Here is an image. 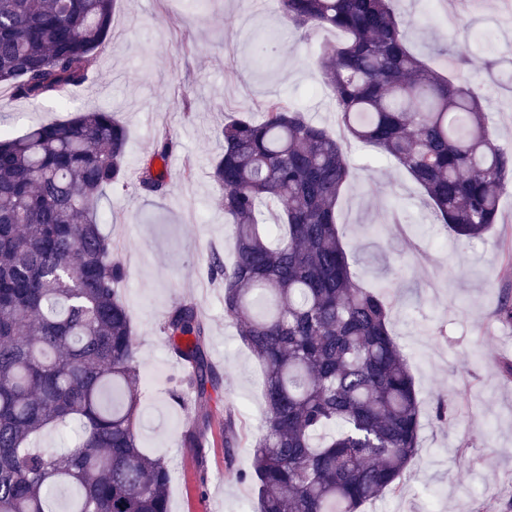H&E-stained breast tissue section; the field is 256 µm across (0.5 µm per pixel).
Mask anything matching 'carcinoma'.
Here are the masks:
<instances>
[{
    "label": "carcinoma",
    "instance_id": "obj_1",
    "mask_svg": "<svg viewBox=\"0 0 512 512\" xmlns=\"http://www.w3.org/2000/svg\"><path fill=\"white\" fill-rule=\"evenodd\" d=\"M115 0H0V86L24 99L84 84L105 47ZM285 25L345 40L320 57L338 123L405 169L460 241L499 223L512 150L486 122L468 81L406 45L394 0H280ZM211 177L222 190L235 262L208 260L224 314L264 368L265 419L250 471L257 512H365L400 490L420 445L421 402L389 328L393 298L363 287L336 208L351 165L340 139L293 103L221 129ZM125 126L79 112L0 137V512H169L171 473L138 445L140 363L127 278L96 211L127 184ZM139 188L168 183L146 164ZM280 209L270 224L264 213ZM202 403L218 375L195 306L162 325ZM46 430L77 431L42 449Z\"/></svg>",
    "mask_w": 512,
    "mask_h": 512
}]
</instances>
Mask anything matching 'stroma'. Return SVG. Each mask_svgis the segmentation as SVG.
Returning a JSON list of instances; mask_svg holds the SVG:
<instances>
[{"label": "stroma", "mask_w": 512, "mask_h": 512, "mask_svg": "<svg viewBox=\"0 0 512 512\" xmlns=\"http://www.w3.org/2000/svg\"><path fill=\"white\" fill-rule=\"evenodd\" d=\"M411 49L431 67L467 52L465 74L483 99L489 128L512 147V88L489 64L512 44V0H396ZM343 33L301 39L286 27L278 0H119L108 43L81 86L39 100L0 88V133L16 137L76 112L115 111L129 132L125 159L136 176L162 139L173 148L165 195L135 184L108 191L99 209L117 242L128 277L121 290L134 323L142 372L140 446L172 470L170 512H256L250 482L225 476L224 415L235 419V466L248 470L264 418L263 369L224 315V285L208 273V256L234 258L221 191L209 174L221 154L225 114L260 115L263 102L288 98L315 122L336 130V110L318 59ZM353 177L340 196L337 222L364 287L394 299L390 329L403 348L422 401L421 446L397 494L366 512H481L489 491H512V323L498 321L503 292H512V186L500 222L465 244L439 224L420 187L372 146L347 147ZM192 177H184L185 167ZM193 303L206 329L204 351L219 375L204 406L173 399L186 365L171 354L161 327L167 311ZM453 407L435 419L437 397ZM204 441L185 447L183 435Z\"/></svg>", "instance_id": "stroma-1"}]
</instances>
